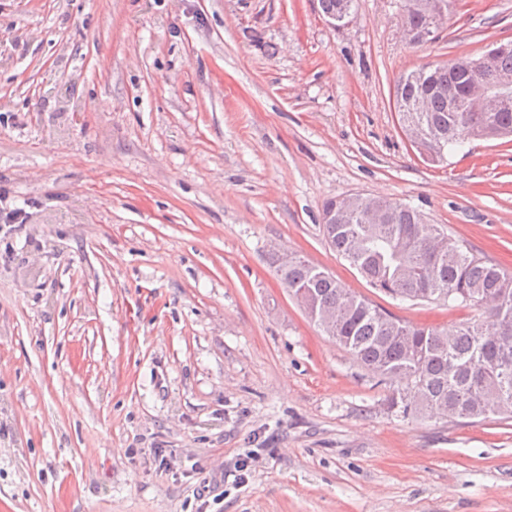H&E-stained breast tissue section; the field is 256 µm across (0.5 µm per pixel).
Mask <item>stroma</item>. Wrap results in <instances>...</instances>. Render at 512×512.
I'll list each match as a JSON object with an SVG mask.
<instances>
[{"mask_svg": "<svg viewBox=\"0 0 512 512\" xmlns=\"http://www.w3.org/2000/svg\"><path fill=\"white\" fill-rule=\"evenodd\" d=\"M0 0V512H512V418L404 419L283 288L279 244L401 319L328 244L350 195L512 272V140L425 163L398 78L512 41L458 0ZM321 9L324 17L326 18V22L334 27L341 26L349 22V19L353 15V3L354 0H345L344 3L340 6V10L338 12L333 11L337 10L338 5L341 0H319ZM352 1V2H351ZM333 11V12H331ZM330 12V13H328ZM348 20V21H347ZM411 2L412 7L426 16L430 23L426 30L418 34L412 28L419 29L423 27L424 18L418 11L410 9ZM456 2L457 0H406L404 5L406 13L402 12L399 22L403 41L407 44H413L432 36L434 29L444 22L446 15L448 20L449 16L453 13ZM407 21L412 28L408 25Z\"/></svg>", "mask_w": 512, "mask_h": 512, "instance_id": "1", "label": "stroma"}]
</instances>
